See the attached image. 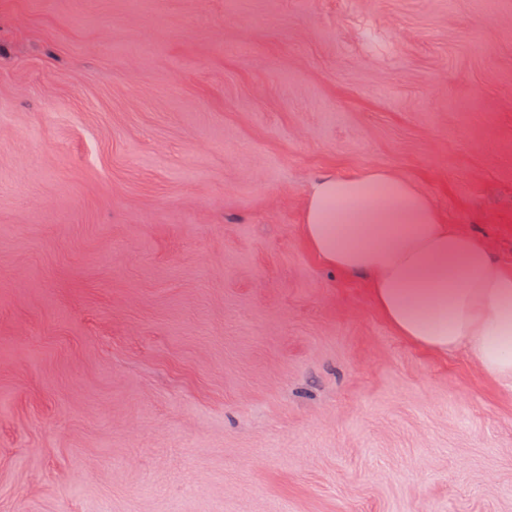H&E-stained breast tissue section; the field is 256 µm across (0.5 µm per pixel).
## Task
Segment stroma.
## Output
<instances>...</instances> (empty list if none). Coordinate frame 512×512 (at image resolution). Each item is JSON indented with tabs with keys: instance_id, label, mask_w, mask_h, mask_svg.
<instances>
[{
	"instance_id": "obj_1",
	"label": "stroma",
	"mask_w": 512,
	"mask_h": 512,
	"mask_svg": "<svg viewBox=\"0 0 512 512\" xmlns=\"http://www.w3.org/2000/svg\"><path fill=\"white\" fill-rule=\"evenodd\" d=\"M370 169L512 269V0H0V512H512V396L302 239Z\"/></svg>"
}]
</instances>
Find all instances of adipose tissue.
Masks as SVG:
<instances>
[{"instance_id":"obj_1","label":"adipose tissue","mask_w":512,"mask_h":512,"mask_svg":"<svg viewBox=\"0 0 512 512\" xmlns=\"http://www.w3.org/2000/svg\"><path fill=\"white\" fill-rule=\"evenodd\" d=\"M301 232L322 264L369 281L397 335L465 354L512 393V270L477 237L441 223L413 184L382 170L321 173Z\"/></svg>"}]
</instances>
